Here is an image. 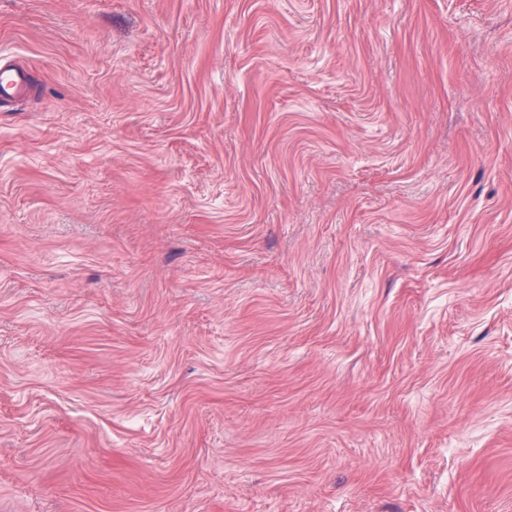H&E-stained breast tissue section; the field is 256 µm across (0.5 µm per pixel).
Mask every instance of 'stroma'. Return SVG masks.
Listing matches in <instances>:
<instances>
[{
	"label": "stroma",
	"mask_w": 512,
	"mask_h": 512,
	"mask_svg": "<svg viewBox=\"0 0 512 512\" xmlns=\"http://www.w3.org/2000/svg\"><path fill=\"white\" fill-rule=\"evenodd\" d=\"M0 512H512V0H0ZM28 88L26 74L7 61L0 63V103L22 97Z\"/></svg>",
	"instance_id": "35a3bbf8"
}]
</instances>
